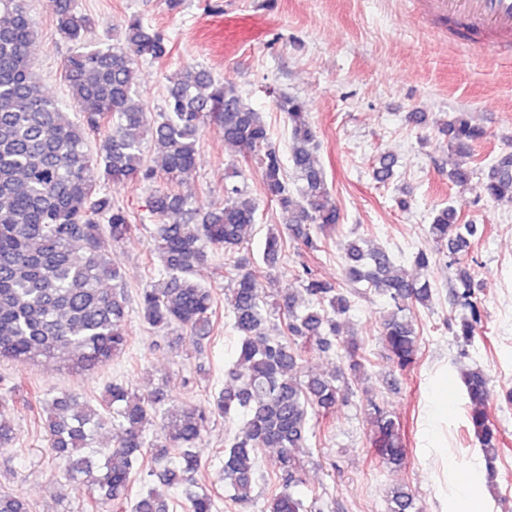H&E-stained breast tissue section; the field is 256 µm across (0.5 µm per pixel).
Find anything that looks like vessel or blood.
<instances>
[{
    "instance_id": "b4317fda",
    "label": "vessel or blood",
    "mask_w": 512,
    "mask_h": 512,
    "mask_svg": "<svg viewBox=\"0 0 512 512\" xmlns=\"http://www.w3.org/2000/svg\"><path fill=\"white\" fill-rule=\"evenodd\" d=\"M449 28L464 32L470 46L501 55L512 48V0H429Z\"/></svg>"
}]
</instances>
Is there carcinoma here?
<instances>
[{
	"mask_svg": "<svg viewBox=\"0 0 512 512\" xmlns=\"http://www.w3.org/2000/svg\"><path fill=\"white\" fill-rule=\"evenodd\" d=\"M59 32L74 45L65 61V77L73 103L83 110L75 122L45 92L33 72L36 32L26 0H0V360L16 363L56 361L77 373L93 371L124 352L129 345L130 300L125 276L112 264L110 244L132 230L130 213L103 192L106 181L140 185L163 172L170 183L195 168L197 144L204 126L216 125L224 143L240 154L255 155L266 195L287 216L288 229L304 246L316 251L320 230L340 223L341 213L323 170L315 159L316 139L308 104L280 95L276 107L290 128V157L300 185L292 192L278 151L270 144L261 113L238 94L234 85L216 81L203 68L188 65L167 88L163 111L151 117L136 90L137 61L170 54L163 34L146 27L137 16L124 20L119 45L88 44L90 18L75 12L72 0H49ZM100 139L97 157L87 150L89 135ZM448 152L472 157L473 145L485 131L466 113L443 123ZM151 136L160 161H145L143 140ZM395 159L379 158L374 178L385 183ZM232 170L224 183V203L204 208L189 194L158 187L146 200L154 221L153 238L163 282L139 293L143 321L154 329L180 328L204 338L215 315L212 289L195 280L197 270L224 252L231 279L232 320L240 345L224 387L209 408L187 404L174 415L160 408L161 398L145 397L123 384L108 387L103 409L80 404L62 392L45 402L48 448L65 462L64 475L83 484L95 501L114 512H168L162 494L149 487L132 499L129 487L140 470L144 449L164 463L160 482L176 487L186 512H213L214 501L199 486L201 464L194 451L208 415L218 413L232 424L244 416L240 429L229 432L224 449V484L238 501L251 499L258 455L265 448L281 490L265 512H306L295 488L303 483L301 450L307 447L310 415L334 412L342 394L338 376L321 373L298 378L302 349L314 344L321 353L339 348L357 373L359 347L342 335L341 317L362 289L389 297L396 311L381 323L380 339L396 366L411 367L419 336L406 307L426 306L433 293L397 267L380 246H363L355 239L345 248V286L317 279L310 269L299 275L309 296L299 304L293 293L273 303L259 288L260 270L240 254L257 205ZM473 169L457 165L448 180L460 187L476 185L479 196L512 203V152L495 159L478 182ZM181 221L167 223L172 215ZM478 225L461 223L451 206L434 210L428 235L436 250H447L456 266L457 303L469 308L471 319L460 322L456 335L470 341L479 321L475 301V268L460 254L469 247ZM284 241L278 232L266 236L262 263L278 268ZM282 311L283 326L271 324L268 308ZM469 401V422L488 463L496 459L502 441L484 410L487 376L479 368L463 376ZM0 401V448L13 441L12 423ZM373 446L383 462L398 466L406 448L400 426L374 401L368 404ZM389 512H417L406 486L387 495ZM0 512H29L19 494L0 492Z\"/></svg>",
	"mask_w": 512,
	"mask_h": 512,
	"instance_id": "carcinoma-1",
	"label": "carcinoma"
}]
</instances>
